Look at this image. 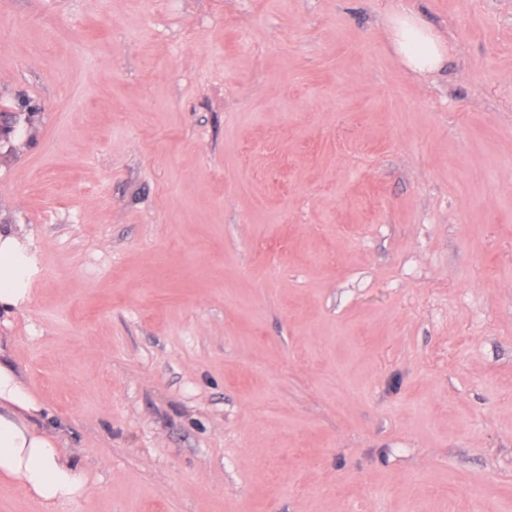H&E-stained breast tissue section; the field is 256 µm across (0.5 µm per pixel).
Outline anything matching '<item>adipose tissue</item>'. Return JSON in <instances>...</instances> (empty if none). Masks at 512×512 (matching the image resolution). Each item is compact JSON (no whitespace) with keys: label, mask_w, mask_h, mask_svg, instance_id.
Masks as SVG:
<instances>
[{"label":"adipose tissue","mask_w":512,"mask_h":512,"mask_svg":"<svg viewBox=\"0 0 512 512\" xmlns=\"http://www.w3.org/2000/svg\"><path fill=\"white\" fill-rule=\"evenodd\" d=\"M387 33L400 63L413 73L425 75L441 67L448 48L417 15H391ZM32 275L23 244L0 232V308L26 303ZM42 412L14 368L0 363V482L21 486L43 512H58L84 493L85 479L56 439L33 425Z\"/></svg>","instance_id":"adipose-tissue-1"}]
</instances>
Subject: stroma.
<instances>
[{"instance_id":"35a3bbf8","label":"stroma","mask_w":512,"mask_h":512,"mask_svg":"<svg viewBox=\"0 0 512 512\" xmlns=\"http://www.w3.org/2000/svg\"><path fill=\"white\" fill-rule=\"evenodd\" d=\"M1 120L60 512H512V0H0ZM387 33L400 63L415 74L438 70L448 54V46L441 37L413 13L391 15Z\"/></svg>"}]
</instances>
